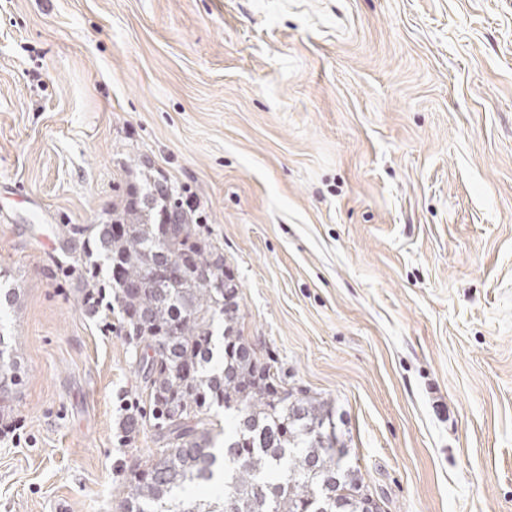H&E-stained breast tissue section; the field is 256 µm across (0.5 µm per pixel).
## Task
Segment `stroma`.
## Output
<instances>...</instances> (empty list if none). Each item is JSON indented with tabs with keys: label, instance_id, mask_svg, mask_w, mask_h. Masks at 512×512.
Instances as JSON below:
<instances>
[{
	"label": "stroma",
	"instance_id": "1",
	"mask_svg": "<svg viewBox=\"0 0 512 512\" xmlns=\"http://www.w3.org/2000/svg\"><path fill=\"white\" fill-rule=\"evenodd\" d=\"M144 173L383 512H512V0H0V512H119L160 445L82 303ZM17 349L6 341L3 333L0 335V396L8 394L17 379Z\"/></svg>",
	"mask_w": 512,
	"mask_h": 512
}]
</instances>
